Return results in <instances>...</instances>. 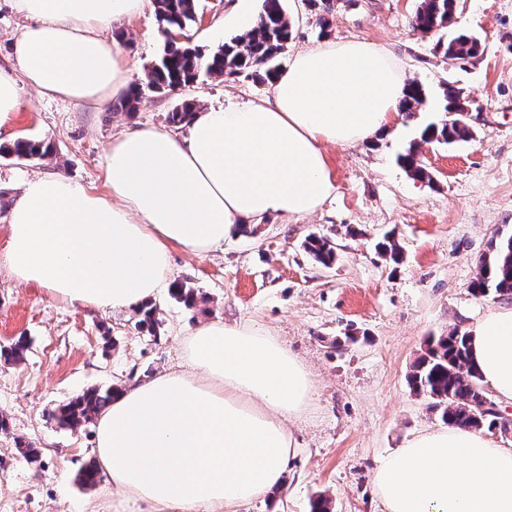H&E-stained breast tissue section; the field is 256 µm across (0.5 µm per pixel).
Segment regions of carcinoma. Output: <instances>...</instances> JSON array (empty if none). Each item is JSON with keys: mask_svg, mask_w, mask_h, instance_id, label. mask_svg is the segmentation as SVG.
I'll return each instance as SVG.
<instances>
[{"mask_svg": "<svg viewBox=\"0 0 512 512\" xmlns=\"http://www.w3.org/2000/svg\"><path fill=\"white\" fill-rule=\"evenodd\" d=\"M164 34L181 33L196 22L197 0H154ZM456 0H422L412 21L415 30L424 34L438 33L451 25ZM292 39V27L286 16L283 0H262V8L255 25L236 35L216 50L205 53L189 44L166 38L163 50L155 63L147 68L145 81L148 87L173 92L197 82L201 77L219 78L224 74L250 71L272 80L281 73L280 56ZM437 50L445 59L456 60V67L463 69L472 60L483 54L482 39L469 32H457L447 38H438ZM459 88L445 85L443 90L444 111H464L469 101L457 94ZM142 84H133L126 94L114 104L117 109L132 112L136 108ZM426 99V90L417 83L406 89L400 112L411 119ZM196 104L184 100L168 113V123L184 127L191 120ZM472 138L465 123H442L426 126L420 135L423 142L454 144ZM51 154L50 146L35 138H21L11 146H0L1 156L18 159H44ZM418 145L412 144L398 157L399 163L414 177H429L426 168L417 162ZM305 249L315 261L328 268L336 260V252L330 239L310 236ZM478 293L512 297V235L491 239L489 254L481 260L478 276L470 285ZM136 325L139 329L154 333L158 324L156 310L149 304L138 311ZM27 350L26 341L17 340L7 348H0V359L18 362ZM414 392L429 399V408L441 419L453 426L481 430L499 426L503 431L512 429L509 422L500 421V416L484 415L477 410L482 398L487 396L478 371L468 355V333L459 328L446 336L430 339L425 354L414 364L409 377ZM116 389L94 387L62 404L54 410L52 417L59 427L75 430L90 423L112 401ZM100 480V471L95 462H89L78 474L79 483L93 488Z\"/></svg>", "mask_w": 512, "mask_h": 512, "instance_id": "1", "label": "carcinoma"}]
</instances>
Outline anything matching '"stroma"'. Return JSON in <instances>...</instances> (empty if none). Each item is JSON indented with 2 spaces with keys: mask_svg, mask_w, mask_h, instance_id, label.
I'll use <instances>...</instances> for the list:
<instances>
[{
  "mask_svg": "<svg viewBox=\"0 0 512 512\" xmlns=\"http://www.w3.org/2000/svg\"><path fill=\"white\" fill-rule=\"evenodd\" d=\"M234 0H197L192 44L214 49L251 29L255 17L232 18ZM293 26L290 54L339 39H365L389 49L407 80L427 93L413 120L398 132L352 146L330 145L326 160L334 193L316 213L298 219L271 214L251 223L205 256L172 249L175 281L197 297L185 308L163 292L152 299L156 335L136 329V312L100 311L51 297L17 282L0 265V346L25 339L22 361L0 363V512H156L102 479L80 485L92 461L95 427L61 429L52 412L90 387L124 388L183 367L192 330L207 321L245 323L267 330L306 365L314 392L291 424L295 454L283 484L240 512H310L317 496L331 512H383L373 482L379 461L415 434L441 427L408 375L430 338L469 329L488 310L512 298L477 297L470 290L489 242L512 233V0H456L453 29L479 34L482 56L466 70L450 69L437 53L436 35L411 26L420 0H285ZM330 25L320 29L317 19ZM122 50L130 82L159 55L164 36L154 6L106 32ZM457 82L469 102L473 136L448 147L422 144L431 178L420 181L396 158L418 141L425 125L448 120L443 86ZM269 82L248 73L203 77L171 93L144 89L134 114L111 104L77 106L23 88V107L0 127V144L37 137L54 152L43 160L0 157V253L9 236V203L21 183L61 174L105 193L106 154L113 137L145 125L167 128V114L184 100L197 106L258 103ZM312 234L336 247L331 267L304 248ZM394 237L400 263L380 257L375 242ZM41 448L37 462L17 441Z\"/></svg>",
  "mask_w": 512,
  "mask_h": 512,
  "instance_id": "35a3bbf8",
  "label": "stroma"
}]
</instances>
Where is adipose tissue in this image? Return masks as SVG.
<instances>
[{
	"label": "adipose tissue",
	"mask_w": 512,
	"mask_h": 512,
	"mask_svg": "<svg viewBox=\"0 0 512 512\" xmlns=\"http://www.w3.org/2000/svg\"><path fill=\"white\" fill-rule=\"evenodd\" d=\"M31 25L0 68V126L20 89L77 105L124 94L128 69L102 31L148 0H12ZM407 84L390 51L366 40L297 53L259 103L193 114L186 135L142 127L115 138L106 194L60 174L26 180L10 209L5 259L18 282L97 310L131 311L172 282L169 252L203 255L248 221L315 212L334 190L325 145L395 129ZM483 382L512 404V308L469 330ZM313 380L267 331L199 325L186 366L114 396L96 424L100 470L166 512H237L278 488L293 453L288 422ZM374 483L386 512H512V448L446 426L382 459Z\"/></svg>",
	"instance_id": "1"
}]
</instances>
